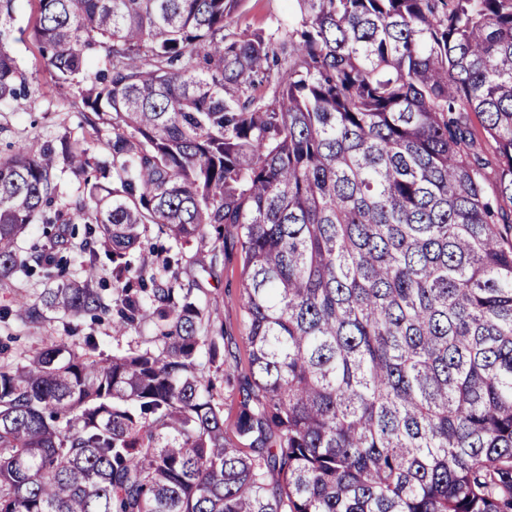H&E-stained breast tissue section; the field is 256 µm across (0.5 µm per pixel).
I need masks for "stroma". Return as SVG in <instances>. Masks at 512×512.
<instances>
[{
  "label": "stroma",
  "mask_w": 512,
  "mask_h": 512,
  "mask_svg": "<svg viewBox=\"0 0 512 512\" xmlns=\"http://www.w3.org/2000/svg\"><path fill=\"white\" fill-rule=\"evenodd\" d=\"M289 0H240L234 14L238 29L269 27L288 17ZM11 51L27 77L29 99L22 111L0 110V157L12 154L15 145L25 144L38 151L45 142L81 143L93 161L106 163L111 159L112 128L103 123L89 124L82 113L72 108L73 94L58 88L50 71L41 61L30 40H16ZM224 249V261L211 273L201 272L198 265H188L182 275L184 283L199 284L211 307L219 314L224 328V360L222 370L202 364L204 377L214 379L224 397V435L235 439L239 389L248 377L247 348L243 342L246 331L242 288V250L233 230H225L220 241L206 239L201 251L213 245ZM59 316L44 312L40 321L29 323L18 319L0 322V339L12 337L6 361H18L21 355L39 351L52 339L64 335Z\"/></svg>",
  "instance_id": "1"
}]
</instances>
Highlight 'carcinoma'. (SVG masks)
Instances as JSON below:
<instances>
[{
	"label": "carcinoma",
	"mask_w": 512,
	"mask_h": 512,
	"mask_svg": "<svg viewBox=\"0 0 512 512\" xmlns=\"http://www.w3.org/2000/svg\"><path fill=\"white\" fill-rule=\"evenodd\" d=\"M239 2L38 0L19 31L112 127V169L64 145L77 280L16 250L59 219L55 148L0 158V280L56 268L26 321L153 336L0 364V512H512V0H292L244 30ZM13 40L0 23V105L28 95ZM226 226L243 448L200 372L224 361L218 315L181 281ZM75 336L69 337L70 342L78 344L83 336H96L100 344V350L106 355L112 356L113 347L116 345V339L113 337L112 322L108 319L101 321H92L89 317L78 325Z\"/></svg>",
	"instance_id": "carcinoma-1"
}]
</instances>
